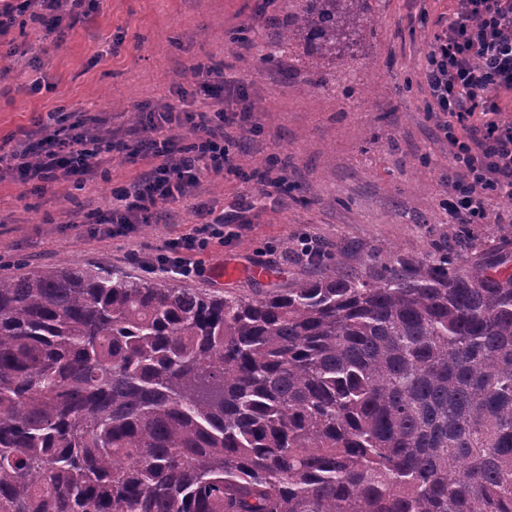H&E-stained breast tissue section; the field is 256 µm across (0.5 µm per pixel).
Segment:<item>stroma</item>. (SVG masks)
Returning <instances> with one entry per match:
<instances>
[{"label":"stroma","instance_id":"1","mask_svg":"<svg viewBox=\"0 0 512 512\" xmlns=\"http://www.w3.org/2000/svg\"><path fill=\"white\" fill-rule=\"evenodd\" d=\"M92 0L88 17L44 34L29 14L0 39V155L55 113L107 117L121 136L141 108L179 106L174 93L198 65L223 70L258 105L255 130L234 129L232 165L208 175L194 201L161 206V219L126 237L91 232L86 212L148 169L150 157L113 153L90 187L67 180L32 192L0 174V277L60 263L108 261L127 276L155 280L151 265L168 239L191 232L194 203L241 214L250 228L201 254L191 285L235 295L286 288L322 275L298 259L307 233L351 273L425 256L437 246L476 261L512 253V201H493L497 224L460 234L449 214L448 142L430 113L422 69L451 0H365L371 30L356 59L319 71L300 45L279 46L280 24L298 0Z\"/></svg>","mask_w":512,"mask_h":512}]
</instances>
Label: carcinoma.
I'll return each instance as SVG.
<instances>
[{"label": "carcinoma", "mask_w": 512, "mask_h": 512, "mask_svg": "<svg viewBox=\"0 0 512 512\" xmlns=\"http://www.w3.org/2000/svg\"><path fill=\"white\" fill-rule=\"evenodd\" d=\"M363 4L304 0L279 45L344 60ZM0 512H512V258L0 278Z\"/></svg>", "instance_id": "carcinoma-1"}]
</instances>
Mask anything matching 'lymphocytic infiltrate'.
I'll list each match as a JSON object with an SVG mask.
<instances>
[{
	"mask_svg": "<svg viewBox=\"0 0 512 512\" xmlns=\"http://www.w3.org/2000/svg\"><path fill=\"white\" fill-rule=\"evenodd\" d=\"M86 2L0 0V37L13 27L17 15L28 11L40 21L63 10L70 21H78L87 14ZM423 79L452 161L449 180L455 199L448 209L460 224L491 223L490 201L512 196V119L505 117L512 110V0H453L448 32L437 37L425 60ZM177 94L200 99L201 109L181 118L166 107L128 128V137L148 153L152 165L113 191L107 212L89 214V222L103 233L128 236L142 225L156 223L159 205L191 199L206 176L223 171L230 162L226 127L252 126L254 106L248 93L225 81L223 72L198 69L194 81L178 87ZM87 122L82 113L75 114L67 127L35 119V134L26 135L6 156L7 170L41 185L64 178L85 188L112 155L110 139L85 134ZM186 122L197 138L184 146L180 129ZM149 125L158 138L139 142V134ZM243 230V225L216 216L191 233L169 239L154 267L169 277L192 280L202 271L201 252Z\"/></svg>",
	"mask_w": 512,
	"mask_h": 512,
	"instance_id": "f902f5d3",
	"label": "lymphocytic infiltrate"
}]
</instances>
